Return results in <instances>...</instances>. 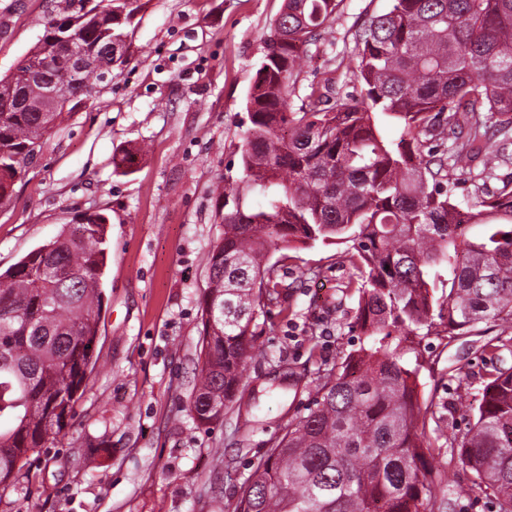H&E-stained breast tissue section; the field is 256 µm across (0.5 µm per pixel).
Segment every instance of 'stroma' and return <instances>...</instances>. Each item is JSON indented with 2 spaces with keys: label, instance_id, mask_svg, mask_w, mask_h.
<instances>
[{
  "label": "stroma",
  "instance_id": "stroma-1",
  "mask_svg": "<svg viewBox=\"0 0 512 512\" xmlns=\"http://www.w3.org/2000/svg\"><path fill=\"white\" fill-rule=\"evenodd\" d=\"M52 0H0V76L36 43ZM125 30V60L62 113L26 176L0 206V271L72 229L109 219L97 364L76 415L50 447L56 461L0 490V512H228L241 476L304 412L320 363L350 348L355 270L345 248H292L274 275L294 284L272 306L239 390L256 420L249 440L236 412L201 427L188 415L201 350L200 299L209 253L223 232L217 183L239 174L247 94L283 0H140ZM390 0H344L331 33L309 45L299 96L352 91L354 34ZM133 150L132 169L115 158ZM313 269L317 278L303 279ZM480 335L429 339L420 401L471 400L482 387ZM466 365L461 386L449 366Z\"/></svg>",
  "mask_w": 512,
  "mask_h": 512
}]
</instances>
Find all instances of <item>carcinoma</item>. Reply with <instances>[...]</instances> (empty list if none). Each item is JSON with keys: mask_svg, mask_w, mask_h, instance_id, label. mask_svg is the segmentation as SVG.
<instances>
[{"mask_svg": "<svg viewBox=\"0 0 512 512\" xmlns=\"http://www.w3.org/2000/svg\"><path fill=\"white\" fill-rule=\"evenodd\" d=\"M84 2L55 0L35 46L0 77L1 205L64 111H27L47 90L26 77L28 63L71 35L90 90L104 45L140 9ZM343 2L284 0L272 24L247 95L239 175L218 194L224 232L209 256L188 412L199 425L220 421L244 385L260 318L290 288L271 275V253L344 244L357 271L344 288L358 294V344L317 369L306 413L252 464L229 512H443L453 505L435 490L448 473L427 463L432 448L470 472L458 496L476 490L512 512V365L502 359L512 353V177L497 173L512 164V0H391L358 31L359 94L312 92L295 109L305 46L331 32ZM384 120L397 138L384 136ZM459 168L475 192L465 205L448 189ZM107 224L89 214L0 272V487L35 461L49 466L45 447L73 420L95 368ZM489 322L501 329L482 345L491 370L460 432L457 404L445 414L418 399L422 342Z\"/></svg>", "mask_w": 512, "mask_h": 512, "instance_id": "1", "label": "carcinoma"}]
</instances>
